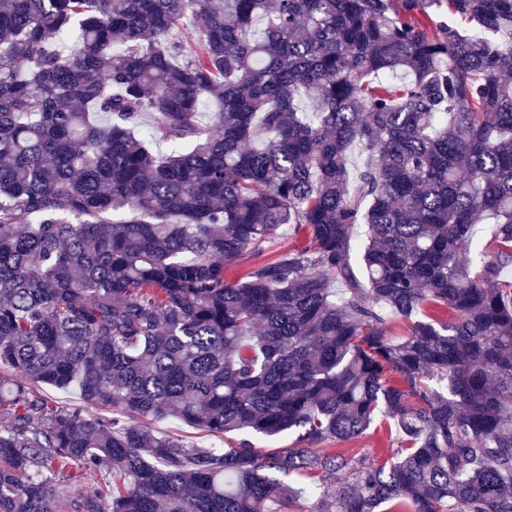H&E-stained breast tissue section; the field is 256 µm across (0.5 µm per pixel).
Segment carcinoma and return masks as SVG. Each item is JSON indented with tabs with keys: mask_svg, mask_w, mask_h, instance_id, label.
I'll use <instances>...</instances> for the list:
<instances>
[{
	"mask_svg": "<svg viewBox=\"0 0 512 512\" xmlns=\"http://www.w3.org/2000/svg\"><path fill=\"white\" fill-rule=\"evenodd\" d=\"M510 267L512 0H0V512H512ZM290 234L291 230L288 227L281 228L274 239L267 244L266 250L258 260L269 261L274 259L283 250L288 249V247H302L305 245L306 242L302 237H291ZM41 391L47 395L53 404L58 406H74L84 405L86 411L90 414H95L97 410L84 403L80 392L77 388L72 387L68 390H57L54 388L45 387ZM152 428L157 433L169 436L181 444L199 443L210 445L211 443H220L216 438L206 437L198 430L175 420L157 421L152 425ZM396 447V433L393 427L392 433L388 423L374 424L363 435L347 440L338 441L329 439L313 448H329L336 453H342L348 457L359 459L363 456L386 455L390 448Z\"/></svg>",
	"mask_w": 512,
	"mask_h": 512,
	"instance_id": "carcinoma-1",
	"label": "carcinoma"
}]
</instances>
